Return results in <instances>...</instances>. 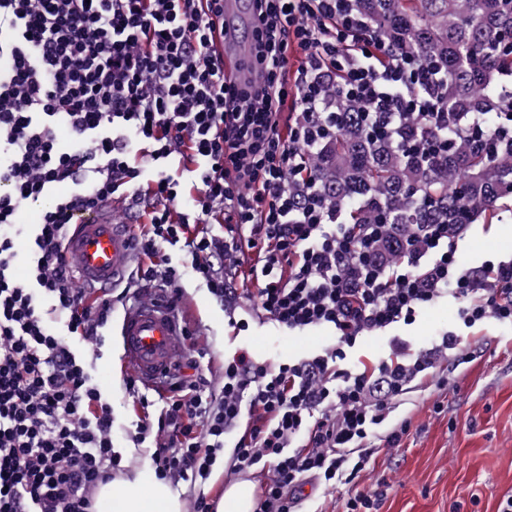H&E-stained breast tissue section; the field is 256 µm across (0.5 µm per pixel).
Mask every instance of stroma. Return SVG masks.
Here are the masks:
<instances>
[{"label":"stroma","instance_id":"35a3bbf8","mask_svg":"<svg viewBox=\"0 0 512 512\" xmlns=\"http://www.w3.org/2000/svg\"><path fill=\"white\" fill-rule=\"evenodd\" d=\"M459 249L471 267L512 259V212H503L491 226L468 225ZM185 288L181 313L197 331L200 364L208 377L219 378L225 358L240 350L274 365L316 354L334 341L328 328L291 335L247 309L241 315L249 327L236 331L205 288L191 280ZM460 308L454 298H440L413 324L363 337L348 351L344 366L354 370L372 360L428 355L444 332L453 331L462 336L472 360L458 366L438 356L447 387L412 384L390 417L394 424L411 422L400 447L376 448L354 485L335 490L314 485L300 499L301 512H342L355 489H383L379 512H498L503 497L512 495V323L490 318L468 328ZM94 366L100 388L112 401L114 445L122 463L131 473L145 471L146 451L134 447L127 435L140 410L122 385L119 338L103 348Z\"/></svg>","mask_w":512,"mask_h":512}]
</instances>
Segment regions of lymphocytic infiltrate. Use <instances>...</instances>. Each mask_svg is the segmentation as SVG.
I'll list each match as a JSON object with an SVG mask.
<instances>
[{
	"mask_svg": "<svg viewBox=\"0 0 512 512\" xmlns=\"http://www.w3.org/2000/svg\"><path fill=\"white\" fill-rule=\"evenodd\" d=\"M249 3L241 68L252 77L240 83L224 70V0H0V512H100V485L124 468L89 355L115 303L149 288L177 311L189 276L227 313L249 305L285 330L336 335L322 353L275 367L236 352L216 387L187 328L158 400L124 378L146 411L132 442L147 446L157 480L188 482L193 512H213L206 486L219 468L267 471L254 512H299L307 480L354 482L378 429L385 447L400 446L409 421L386 422L434 361L348 371L346 350L362 335L413 322L446 294L465 327L512 322V259L466 266L461 230L445 224L412 225L383 259L382 225L338 223L305 164L339 122L326 81L359 103L368 130L391 134L393 114H421L424 152L447 148L440 133L451 127L471 141L512 139V87L494 122L443 112L421 92L425 61L387 46L355 0ZM291 97L300 110L284 130ZM121 197L144 206L128 233L139 264L128 288L92 300L65 241L77 216ZM33 203L38 221L21 229L18 213Z\"/></svg>",
	"mask_w": 512,
	"mask_h": 512,
	"instance_id": "lymphocytic-infiltrate-1",
	"label": "lymphocytic infiltrate"
}]
</instances>
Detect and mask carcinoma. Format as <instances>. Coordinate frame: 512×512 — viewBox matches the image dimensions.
I'll return each mask as SVG.
<instances>
[{
  "mask_svg": "<svg viewBox=\"0 0 512 512\" xmlns=\"http://www.w3.org/2000/svg\"><path fill=\"white\" fill-rule=\"evenodd\" d=\"M382 38L437 65L438 106L484 112L497 105L496 87L512 77V0H356ZM345 115L336 137L317 149L312 173L327 202L350 207V224H386V237L412 224L492 223L512 199V146L448 141V153L415 156L370 136L357 124L356 102L329 90ZM414 115L402 136L420 137Z\"/></svg>",
  "mask_w": 512,
  "mask_h": 512,
  "instance_id": "1",
  "label": "carcinoma"
}]
</instances>
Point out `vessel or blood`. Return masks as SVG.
Here are the masks:
<instances>
[{
	"label": "vessel or blood",
	"mask_w": 512,
	"mask_h": 512,
	"mask_svg": "<svg viewBox=\"0 0 512 512\" xmlns=\"http://www.w3.org/2000/svg\"><path fill=\"white\" fill-rule=\"evenodd\" d=\"M247 12L244 0H225L227 53L239 52L246 44V29L234 19ZM66 256L77 267L80 284L113 287L124 278L131 262L125 225L98 215L80 216L67 239ZM181 334L180 320L166 301L156 299L128 306L119 329L122 372L139 379L146 388H159L182 352Z\"/></svg>",
	"instance_id": "b4317fda"
}]
</instances>
